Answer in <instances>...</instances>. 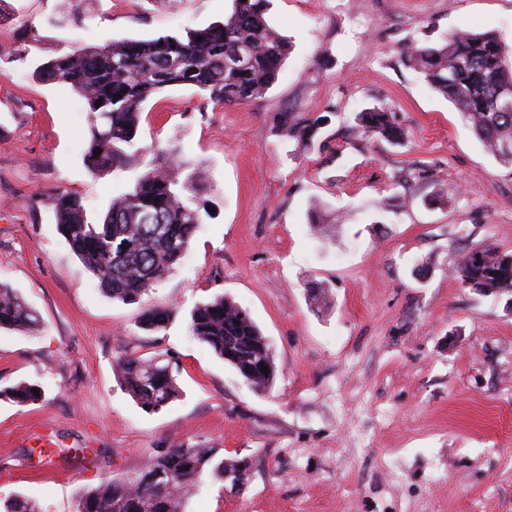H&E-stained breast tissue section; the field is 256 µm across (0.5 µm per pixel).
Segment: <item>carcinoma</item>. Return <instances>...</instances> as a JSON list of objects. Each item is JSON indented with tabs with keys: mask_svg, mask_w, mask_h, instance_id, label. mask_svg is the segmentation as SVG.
Segmentation results:
<instances>
[{
	"mask_svg": "<svg viewBox=\"0 0 512 512\" xmlns=\"http://www.w3.org/2000/svg\"><path fill=\"white\" fill-rule=\"evenodd\" d=\"M272 0H234L232 12L217 24L186 37L125 39L86 46L37 67L43 83L69 85L89 116L83 160L89 173L105 177L122 171L130 158L146 149L136 146L144 103L172 87L190 86L209 100L230 105L263 97L278 79L291 45L269 22ZM406 66L420 81L444 96L495 160L512 165V112L495 101L501 86H512V53L493 32L458 30L438 43H415L404 51ZM101 105H96L97 100ZM334 113L283 112V136L303 150L323 142L322 132ZM362 136L393 147L407 146L404 129L390 108L373 104L354 113ZM101 150L94 155V150ZM210 185L188 169L181 149L156 151L147 169L112 197L93 220L84 201L60 191L52 198L56 224L70 251L108 297L140 303L181 263L200 225L217 217L208 209ZM308 221L327 240L336 239V222L317 207ZM465 287L495 295H512V253L491 243L468 248L456 265ZM328 289H308L310 306L328 305ZM166 310L150 306L144 330L164 328ZM40 317L24 297L0 284V330L31 334ZM188 333L232 366L256 391L273 388V352L250 314L233 300L217 295L191 312ZM268 368L263 373L262 368ZM114 370L121 388L146 412H157L181 395L178 366L166 352L143 357L133 351L117 358ZM37 383L19 382L9 390L18 405L41 400ZM246 459L226 458L203 444H177L151 457L133 478H112L80 495L74 512H183L188 494L205 480L224 483ZM0 512H41L22 496L0 500Z\"/></svg>",
	"mask_w": 512,
	"mask_h": 512,
	"instance_id": "obj_1",
	"label": "carcinoma"
}]
</instances>
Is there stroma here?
Instances as JSON below:
<instances>
[{
  "label": "stroma",
  "mask_w": 512,
  "mask_h": 512,
  "mask_svg": "<svg viewBox=\"0 0 512 512\" xmlns=\"http://www.w3.org/2000/svg\"><path fill=\"white\" fill-rule=\"evenodd\" d=\"M58 2L0 5V283L42 319L31 335L0 331V498L73 512L101 481L190 442L253 466L243 493L208 481L185 512H512V297L455 273L469 246L512 253V166L402 60L407 44L458 28L512 47V0H352L349 13L339 0H274L270 22L292 49L263 98L222 105L174 87L149 100L139 145L177 143L207 176L218 217L140 304L103 295L51 198L67 191L98 215L150 157L92 176L81 99L34 69L83 46L207 27L232 0H85L73 16ZM377 100L406 148L351 135L353 112ZM327 109L321 146L300 151L279 129V113ZM440 186L448 199L432 202ZM314 204L340 215L334 242L309 225ZM312 283L329 289L323 311L309 306ZM217 295L267 337L271 391L189 337L191 310ZM149 305L166 310L163 330L142 329ZM128 351L169 352L181 396L139 408L114 373ZM21 381L43 398L2 397Z\"/></svg>",
  "instance_id": "1"
}]
</instances>
